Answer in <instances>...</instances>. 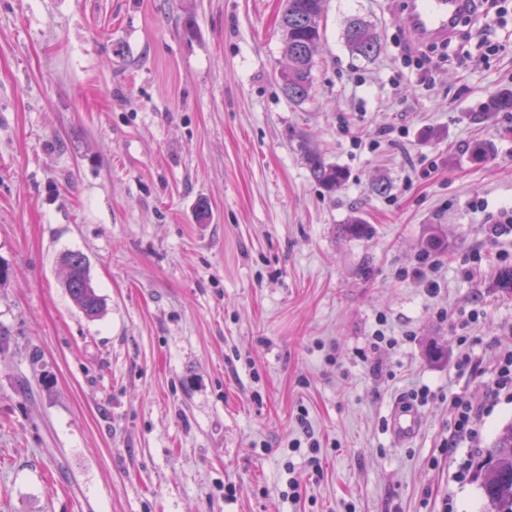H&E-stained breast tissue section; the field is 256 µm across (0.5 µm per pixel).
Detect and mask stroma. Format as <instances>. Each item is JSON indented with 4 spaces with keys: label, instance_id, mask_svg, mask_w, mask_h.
Returning <instances> with one entry per match:
<instances>
[{
    "label": "stroma",
    "instance_id": "stroma-1",
    "mask_svg": "<svg viewBox=\"0 0 512 512\" xmlns=\"http://www.w3.org/2000/svg\"><path fill=\"white\" fill-rule=\"evenodd\" d=\"M497 7L448 48L469 67L427 74L398 0H326L297 105L283 0H0V512H484L457 479L466 449L443 444L451 394L483 402L512 349V234L490 233L512 207V112L472 118L512 87ZM352 18L380 36L371 61L344 42ZM295 132L348 172L335 194ZM70 251L96 319L63 286ZM425 251L434 297L407 273ZM382 324L398 343L375 375ZM424 385L398 442L389 414ZM304 421L322 472L294 502ZM65 263L68 275L64 286L69 296L88 318L97 317L103 308V299L92 286L86 258L82 253L71 252L66 255Z\"/></svg>",
    "mask_w": 512,
    "mask_h": 512
}]
</instances>
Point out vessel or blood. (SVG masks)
I'll list each match as a JSON object with an SVG mask.
<instances>
[{
    "instance_id": "1",
    "label": "vessel or blood",
    "mask_w": 512,
    "mask_h": 512,
    "mask_svg": "<svg viewBox=\"0 0 512 512\" xmlns=\"http://www.w3.org/2000/svg\"><path fill=\"white\" fill-rule=\"evenodd\" d=\"M470 9L469 0H405L404 18L415 39L443 43L454 34ZM421 414L410 402H398L389 416V429L401 441L411 440L421 427Z\"/></svg>"
}]
</instances>
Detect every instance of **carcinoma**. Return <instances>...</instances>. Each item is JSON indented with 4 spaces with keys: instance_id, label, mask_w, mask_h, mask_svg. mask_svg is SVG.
<instances>
[{
    "instance_id": "cac0c4a2",
    "label": "carcinoma",
    "mask_w": 512,
    "mask_h": 512,
    "mask_svg": "<svg viewBox=\"0 0 512 512\" xmlns=\"http://www.w3.org/2000/svg\"><path fill=\"white\" fill-rule=\"evenodd\" d=\"M324 0H285L279 27L281 49L288 58V69L279 75L278 83L289 100L303 103L310 98L314 57L324 39L320 21ZM344 39L357 57L375 58L381 43L372 27L361 19H352L344 30ZM497 112H512V88H503L491 96L478 111L477 118ZM297 150L302 155L310 177L329 193L347 180L345 169L326 161L320 151L305 137L296 136ZM68 275L65 288L82 312L89 318L98 316L103 299L92 286L86 258L79 252L66 255ZM477 479L486 501V512H512V421L504 424L490 445L478 452Z\"/></svg>"
}]
</instances>
